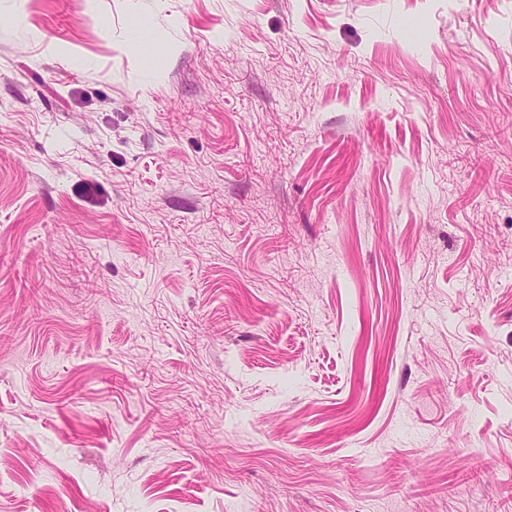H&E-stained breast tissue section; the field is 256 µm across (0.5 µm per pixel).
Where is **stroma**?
Listing matches in <instances>:
<instances>
[{
	"mask_svg": "<svg viewBox=\"0 0 512 512\" xmlns=\"http://www.w3.org/2000/svg\"><path fill=\"white\" fill-rule=\"evenodd\" d=\"M0 512H512V0H0Z\"/></svg>",
	"mask_w": 512,
	"mask_h": 512,
	"instance_id": "35a3bbf8",
	"label": "stroma"
}]
</instances>
